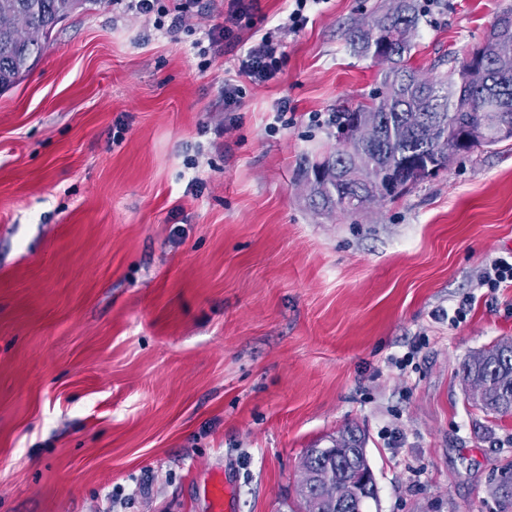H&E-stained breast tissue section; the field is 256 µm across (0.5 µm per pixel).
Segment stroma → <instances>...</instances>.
<instances>
[{
	"label": "stroma",
	"instance_id": "1",
	"mask_svg": "<svg viewBox=\"0 0 512 512\" xmlns=\"http://www.w3.org/2000/svg\"><path fill=\"white\" fill-rule=\"evenodd\" d=\"M390 0H326L273 79L224 85L258 29L83 0L0 92V512H300L307 448L363 430L368 512H512V416L461 364L512 337V139L393 200L314 210L296 177L380 79L345 34ZM512 0H431L412 63L453 76ZM470 299L462 322L449 315ZM409 356L407 367L396 358ZM479 284L495 290L506 284L512 285V262L504 258L493 260L481 274Z\"/></svg>",
	"mask_w": 512,
	"mask_h": 512
}]
</instances>
